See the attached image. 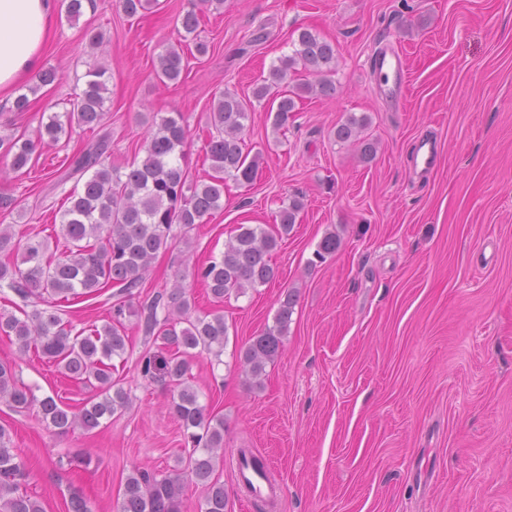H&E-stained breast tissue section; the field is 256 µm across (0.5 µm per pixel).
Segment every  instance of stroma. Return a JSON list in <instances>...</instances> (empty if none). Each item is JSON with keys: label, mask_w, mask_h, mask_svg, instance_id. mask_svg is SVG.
Returning a JSON list of instances; mask_svg holds the SVG:
<instances>
[{"label": "stroma", "mask_w": 512, "mask_h": 512, "mask_svg": "<svg viewBox=\"0 0 512 512\" xmlns=\"http://www.w3.org/2000/svg\"><path fill=\"white\" fill-rule=\"evenodd\" d=\"M195 2L160 0L159 11L132 18L121 0H94L72 22L53 14L41 67L60 79L20 84L22 93L37 88L27 111L1 99L0 136H34L42 115L65 112L101 65L112 164L142 155L144 117L180 112L192 134L189 170L201 178L216 94L251 98L299 30L335 46V94L296 99L280 129L270 102L255 103L244 131L258 157L254 180L226 179L223 209L160 252L133 295L139 304L170 290L176 276L220 257L239 225L273 229L283 201L302 195L304 209L269 256L271 282L221 303L201 284L190 290L196 314L223 310L229 328L222 364L201 356L191 371L201 404L224 419L216 475L228 512H258L238 488L241 448L266 457L281 487L274 512H512V0H224L188 35L178 18ZM90 29L100 45H89ZM199 40L207 53L190 55ZM383 43L407 59L397 107L369 69ZM170 46L186 50V69L164 85L154 69ZM350 115L367 117L373 161L336 141ZM91 137L72 127L19 172L0 154V195L13 200L0 225L63 247L60 208L75 184L55 183ZM424 139L438 159L419 177L409 159ZM330 233L338 247L318 259ZM289 292L296 306L284 346L255 386L239 351L273 324ZM114 301L105 288L62 303L60 316L79 331L99 327ZM127 334L112 376L131 403L100 427L58 435L38 407L0 402L26 490L45 512H70L75 494L93 512H113L133 470L163 476L188 461L168 390L141 371L159 349L135 324ZM0 362L37 398L75 410L96 394L4 335Z\"/></svg>", "instance_id": "obj_1"}]
</instances>
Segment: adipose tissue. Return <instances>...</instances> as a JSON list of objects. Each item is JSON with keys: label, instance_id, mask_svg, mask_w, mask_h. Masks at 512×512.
<instances>
[{"label": "adipose tissue", "instance_id": "obj_1", "mask_svg": "<svg viewBox=\"0 0 512 512\" xmlns=\"http://www.w3.org/2000/svg\"><path fill=\"white\" fill-rule=\"evenodd\" d=\"M51 9V0H0V94L35 72Z\"/></svg>", "mask_w": 512, "mask_h": 512}]
</instances>
